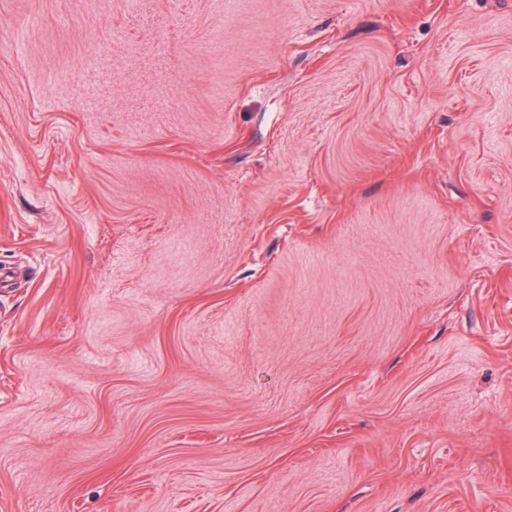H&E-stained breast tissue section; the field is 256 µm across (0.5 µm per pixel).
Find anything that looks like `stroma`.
<instances>
[{
	"label": "stroma",
	"mask_w": 512,
	"mask_h": 512,
	"mask_svg": "<svg viewBox=\"0 0 512 512\" xmlns=\"http://www.w3.org/2000/svg\"><path fill=\"white\" fill-rule=\"evenodd\" d=\"M0 512H512V0H0Z\"/></svg>",
	"instance_id": "35a3bbf8"
}]
</instances>
